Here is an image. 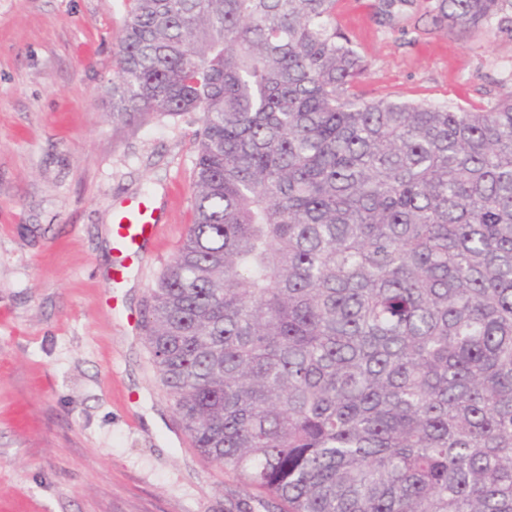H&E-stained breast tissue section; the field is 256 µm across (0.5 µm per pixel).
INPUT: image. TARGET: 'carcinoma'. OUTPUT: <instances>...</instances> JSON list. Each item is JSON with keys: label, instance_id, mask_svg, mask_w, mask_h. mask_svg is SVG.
I'll return each mask as SVG.
<instances>
[{"label": "carcinoma", "instance_id": "1", "mask_svg": "<svg viewBox=\"0 0 512 512\" xmlns=\"http://www.w3.org/2000/svg\"><path fill=\"white\" fill-rule=\"evenodd\" d=\"M112 123L201 113L143 329L192 444L277 512H512V91L353 92L336 0H129ZM512 33V0H435Z\"/></svg>", "mask_w": 512, "mask_h": 512}]
</instances>
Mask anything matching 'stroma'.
<instances>
[{"instance_id":"obj_1","label":"stroma","mask_w":512,"mask_h":512,"mask_svg":"<svg viewBox=\"0 0 512 512\" xmlns=\"http://www.w3.org/2000/svg\"><path fill=\"white\" fill-rule=\"evenodd\" d=\"M431 0H336L364 100L491 107L512 36L432 25ZM129 0H0V512H230L234 479L180 425L141 314L193 222L201 115L113 126ZM167 232L109 287L120 202Z\"/></svg>"}]
</instances>
